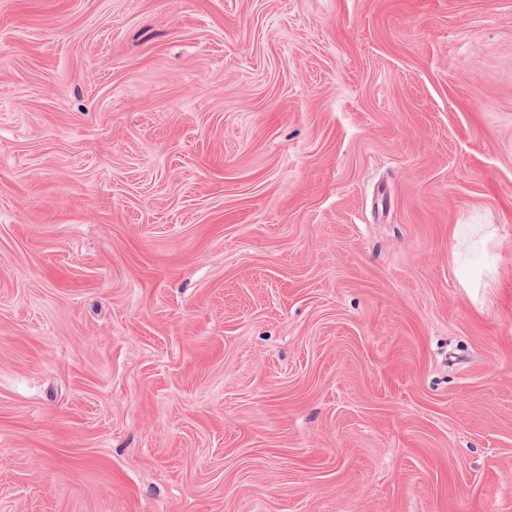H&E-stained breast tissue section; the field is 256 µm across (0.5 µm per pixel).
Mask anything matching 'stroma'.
<instances>
[{"label": "stroma", "mask_w": 512, "mask_h": 512, "mask_svg": "<svg viewBox=\"0 0 512 512\" xmlns=\"http://www.w3.org/2000/svg\"><path fill=\"white\" fill-rule=\"evenodd\" d=\"M0 512H512V0H0ZM461 227L459 235L465 243L469 245L484 244L493 240L497 234V229L492 224H466Z\"/></svg>", "instance_id": "obj_1"}]
</instances>
